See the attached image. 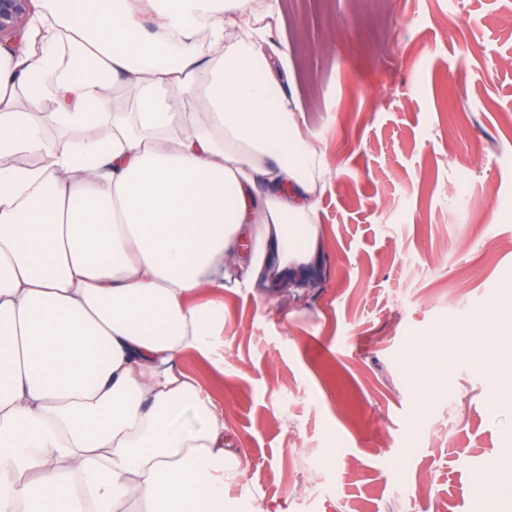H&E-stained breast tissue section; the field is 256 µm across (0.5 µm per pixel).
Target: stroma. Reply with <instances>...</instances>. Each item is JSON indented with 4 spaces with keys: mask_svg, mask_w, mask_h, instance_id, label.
<instances>
[{
    "mask_svg": "<svg viewBox=\"0 0 512 512\" xmlns=\"http://www.w3.org/2000/svg\"><path fill=\"white\" fill-rule=\"evenodd\" d=\"M323 153L308 295L224 294L223 370L184 371L241 467L224 512H512L475 479L512 456V402L456 323L512 300V0H276Z\"/></svg>",
    "mask_w": 512,
    "mask_h": 512,
    "instance_id": "obj_1",
    "label": "stroma"
}]
</instances>
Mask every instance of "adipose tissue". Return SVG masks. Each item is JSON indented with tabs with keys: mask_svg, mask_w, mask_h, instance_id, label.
<instances>
[{
	"mask_svg": "<svg viewBox=\"0 0 512 512\" xmlns=\"http://www.w3.org/2000/svg\"><path fill=\"white\" fill-rule=\"evenodd\" d=\"M43 26L0 59V512H224L239 462L179 361L223 369L225 290L297 291L322 249L289 54L249 0H48ZM64 43L93 77L45 82Z\"/></svg>",
	"mask_w": 512,
	"mask_h": 512,
	"instance_id": "1",
	"label": "adipose tissue"
}]
</instances>
